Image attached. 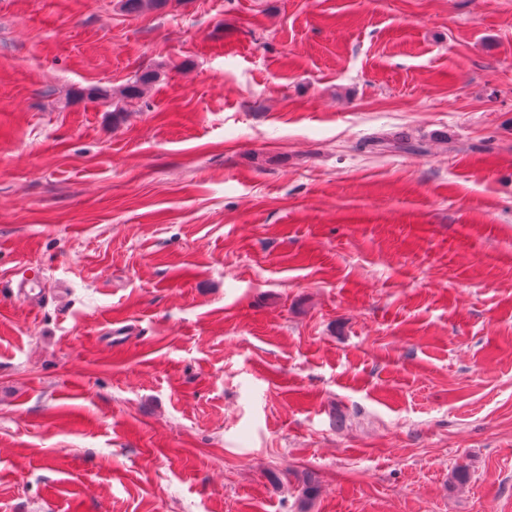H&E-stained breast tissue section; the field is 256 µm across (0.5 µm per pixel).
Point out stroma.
<instances>
[{"instance_id":"1","label":"stroma","mask_w":512,"mask_h":512,"mask_svg":"<svg viewBox=\"0 0 512 512\" xmlns=\"http://www.w3.org/2000/svg\"><path fill=\"white\" fill-rule=\"evenodd\" d=\"M0 512H512V0H0ZM155 73L152 71H145L139 74H136L133 79L123 88H121L118 92H114L112 94V106L114 107L113 114L115 116H119L121 112H124L123 109L119 108V104L123 102L125 99H133L139 97L144 93L146 88L154 81Z\"/></svg>"}]
</instances>
